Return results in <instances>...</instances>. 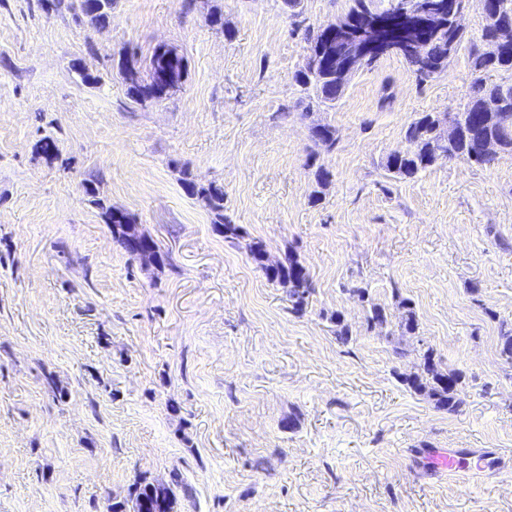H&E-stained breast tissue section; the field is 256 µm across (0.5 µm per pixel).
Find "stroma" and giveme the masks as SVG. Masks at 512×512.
I'll return each instance as SVG.
<instances>
[{
	"label": "stroma",
	"instance_id": "stroma-1",
	"mask_svg": "<svg viewBox=\"0 0 512 512\" xmlns=\"http://www.w3.org/2000/svg\"><path fill=\"white\" fill-rule=\"evenodd\" d=\"M351 5L116 0L91 27L0 0V512H105L139 478L175 474V512H512V154L442 157L411 180L385 168L421 113L468 102L483 2L443 73L422 81L386 56L335 107L308 108L304 31ZM162 44L187 61L183 88L136 104L117 62ZM319 122L336 129L323 188L307 161ZM186 169L223 187L243 242L186 194ZM105 205L165 265L113 245ZM252 240L306 266L305 314ZM374 303L386 321L371 329ZM429 349L463 376L458 412L398 379ZM427 448H496L501 464L464 482L428 469Z\"/></svg>",
	"mask_w": 512,
	"mask_h": 512
}]
</instances>
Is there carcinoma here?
<instances>
[{"label": "carcinoma", "mask_w": 512, "mask_h": 512, "mask_svg": "<svg viewBox=\"0 0 512 512\" xmlns=\"http://www.w3.org/2000/svg\"><path fill=\"white\" fill-rule=\"evenodd\" d=\"M97 5L96 14L88 19L93 25L104 26L112 18L114 0H94ZM502 25L512 26V0H491L488 16L485 17L482 38L492 39L496 30ZM306 40L309 45L305 63L295 75L297 84L307 93V98L319 106L332 107L344 93L345 84L336 75V68L328 61L327 32L323 27L307 29ZM464 41L463 30L449 24L432 35L430 54L434 60V68L426 73H419L421 80L432 78L442 73L448 66V59L457 51ZM471 67L476 74L469 102L465 107L449 114L451 118L464 119L461 139L456 144L448 145V155L464 156L474 165L484 166L490 163L476 151L475 142L481 136L491 135L502 141L503 151L512 153V123L503 124L490 118L481 111V100L486 97H499L503 108L512 116V82H490L487 74L491 71L512 72V44H508L494 56L480 50L477 46L470 49ZM119 72L126 85L127 95L136 104L160 102L167 98L164 92L162 76L169 74L173 81L180 82L187 74L186 60L177 53L170 55L154 49L149 63L142 67L135 56L130 55L119 60ZM438 116L424 113L415 119L407 128L405 138L408 147L405 152L387 157L385 167L394 176L406 179L416 176L433 165L437 152L438 134L436 121ZM316 150L308 156V163L316 167L314 177L316 184L321 186L329 179V172L323 165L316 164L319 151H332L336 145V130L326 125L319 139L313 140ZM183 187L186 192L200 199L212 215V223L224 233V238L233 241L242 236L239 226L231 223L224 215V190L211 184L199 186L191 179L189 169L183 170ZM94 204L103 209L105 222L109 224L112 240L129 256L137 257V250L132 246L127 226L135 223L134 218L122 211H113L104 207L99 200ZM253 261L260 267L268 281L287 289L291 302V310L300 316L306 312L313 291L310 275L298 257L290 253L277 266L264 263V248L259 241L248 244ZM397 377L409 389L423 394L434 401L435 407L450 413L458 411L461 401L458 392L462 384V374L455 370H444L434 359L433 352L425 351L420 370L410 373H399ZM179 475H174L170 484H155L145 479L133 484L130 492L133 512H174L176 494L174 488L180 486Z\"/></svg>", "instance_id": "carcinoma-1"}]
</instances>
